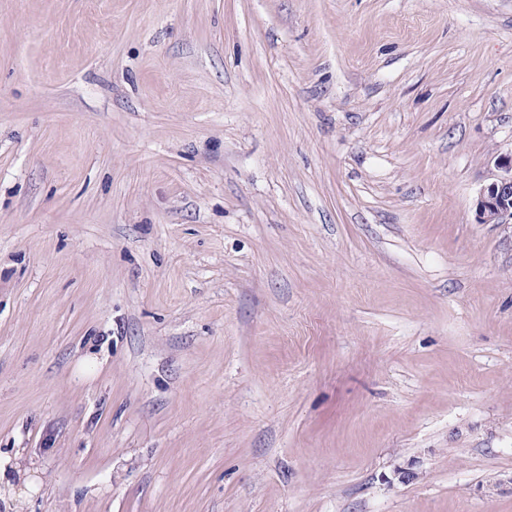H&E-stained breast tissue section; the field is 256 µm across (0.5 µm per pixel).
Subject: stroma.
<instances>
[{"label": "stroma", "mask_w": 512, "mask_h": 512, "mask_svg": "<svg viewBox=\"0 0 512 512\" xmlns=\"http://www.w3.org/2000/svg\"><path fill=\"white\" fill-rule=\"evenodd\" d=\"M512 0H0V512H512ZM500 176L483 186L475 200V214L480 224H512V154L499 157Z\"/></svg>", "instance_id": "stroma-1"}]
</instances>
